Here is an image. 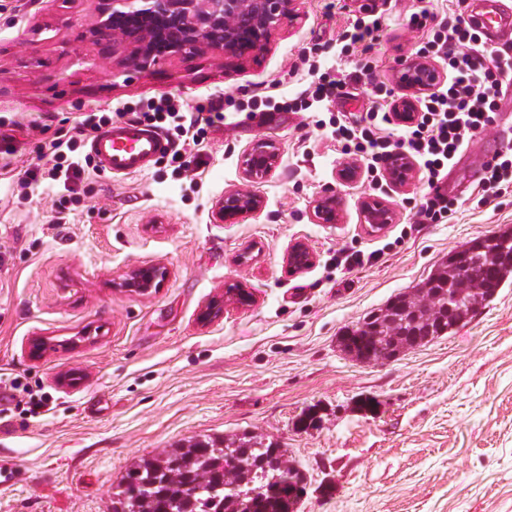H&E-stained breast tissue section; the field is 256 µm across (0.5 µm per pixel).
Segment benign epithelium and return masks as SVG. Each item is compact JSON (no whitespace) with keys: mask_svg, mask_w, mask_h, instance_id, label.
I'll list each match as a JSON object with an SVG mask.
<instances>
[{"mask_svg":"<svg viewBox=\"0 0 512 512\" xmlns=\"http://www.w3.org/2000/svg\"><path fill=\"white\" fill-rule=\"evenodd\" d=\"M293 0H106L108 17L100 31L114 42H129L136 46L137 66L146 68L161 58L179 53H191L203 47L240 56L261 51L267 45L271 29L289 14ZM398 120L408 123L416 116L415 103L402 98L396 105ZM279 153L274 143L262 139L248 153L244 168L247 177L266 176L273 171ZM412 173L411 161L403 156L393 158L389 177L396 185L406 184ZM263 200L252 193L236 191L224 196L217 216L222 222H233L247 214L258 212ZM317 216L325 224L336 222V198L324 196L316 204ZM365 214L381 217L372 225L391 223V213L381 203H365ZM288 270L295 273L311 268L315 255L303 241L293 242L287 250ZM168 276L162 266L136 267L130 270L125 288L148 295L159 289ZM253 295L240 284L225 288L224 298L210 302L200 314L208 322L224 313V306H248ZM427 326L415 336H396L391 344L376 351L350 355L363 362L388 360L398 356L409 344L431 339Z\"/></svg>","mask_w":512,"mask_h":512,"instance_id":"obj_1","label":"benign epithelium"}]
</instances>
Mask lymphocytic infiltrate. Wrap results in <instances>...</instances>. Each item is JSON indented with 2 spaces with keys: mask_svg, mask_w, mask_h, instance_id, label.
Listing matches in <instances>:
<instances>
[{
  "mask_svg": "<svg viewBox=\"0 0 512 512\" xmlns=\"http://www.w3.org/2000/svg\"><path fill=\"white\" fill-rule=\"evenodd\" d=\"M466 0L455 6L428 28L429 9L419 5L408 15L405 28L421 36L419 58L439 60L448 71L443 83L417 96V117L409 124L392 123L383 105L375 104L364 112H340L331 124V136L342 152L363 162L372 188H382L389 161L402 155L415 162L424 180L425 192L416 211L421 224L449 223L454 211L448 202L443 179L458 152L497 123V100L506 82L512 81V49L487 44L476 25L466 19ZM385 26L382 13L368 11L344 29L341 41L358 50L361 59L355 71L356 82L369 86L372 96L394 97V90L383 89L376 72L375 56ZM311 80L300 91L298 101L268 105L259 114L267 120L275 112H294L298 108H321L346 98L344 74L307 69ZM128 120L159 130L170 144L171 162H181L187 146H202L208 132L224 125L222 107L185 109L174 98L150 100L146 111L131 112ZM74 137H59L46 147L47 165L28 168L22 182L31 189L46 181L69 183L80 179L92 156L76 153ZM481 191L501 196L512 195V146L496 152L484 163L477 182Z\"/></svg>",
  "mask_w": 512,
  "mask_h": 512,
  "instance_id": "f902f5d3",
  "label": "lymphocytic infiltrate"
}]
</instances>
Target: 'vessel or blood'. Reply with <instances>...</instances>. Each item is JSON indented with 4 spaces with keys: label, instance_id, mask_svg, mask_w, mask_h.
I'll return each instance as SVG.
<instances>
[{
    "label": "vessel or blood",
    "instance_id": "b4317fda",
    "mask_svg": "<svg viewBox=\"0 0 512 512\" xmlns=\"http://www.w3.org/2000/svg\"><path fill=\"white\" fill-rule=\"evenodd\" d=\"M167 148L155 130L126 122L113 123L90 140V151L100 167L115 176L145 172Z\"/></svg>",
    "mask_w": 512,
    "mask_h": 512
}]
</instances>
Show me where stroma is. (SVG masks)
<instances>
[{
  "instance_id": "35a3bbf8",
  "label": "stroma",
  "mask_w": 512,
  "mask_h": 512,
  "mask_svg": "<svg viewBox=\"0 0 512 512\" xmlns=\"http://www.w3.org/2000/svg\"><path fill=\"white\" fill-rule=\"evenodd\" d=\"M417 0H293L266 48L235 56L207 49L142 70L132 48L95 30L103 0H0V133L16 149L0 169V378L38 383L49 409L22 425L0 410V460L27 468L0 512H112V492L140 458L190 438L247 433L277 440L307 477L295 512H512V278L475 316L445 336L375 363L339 343L343 331L412 291L449 253L512 229V196L473 194L482 165L512 138V86L498 100V126L475 138L446 179L456 204L447 224L415 223L424 187L371 189L342 180L345 162L323 121L283 112L252 119L251 96H295L300 56L353 72L357 56L337 35L366 5L383 10L380 81L395 85L415 39L404 28ZM171 95L188 107L224 104L198 176L169 158L142 174L95 168L75 189L45 183L20 192L42 146L70 136L92 113L118 112ZM261 139L281 152L267 176L243 161ZM243 190L261 211L225 224L224 194ZM337 220L318 221L324 195ZM392 214L378 233L363 205ZM316 256L289 273L295 241ZM380 256L347 271L336 253ZM169 276L141 295L122 282L134 267ZM240 282L255 303L208 325L202 308ZM77 341L42 359L32 337Z\"/></svg>"
}]
</instances>
